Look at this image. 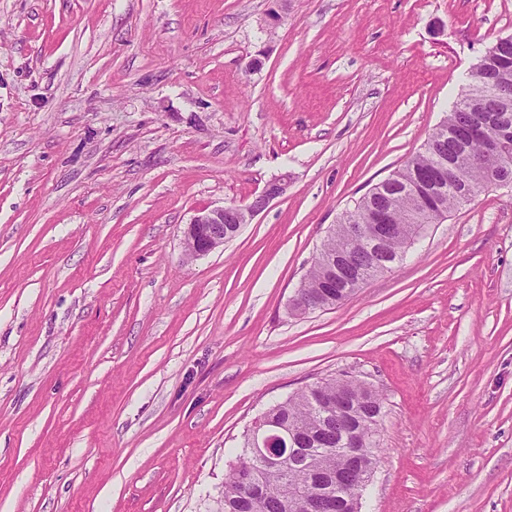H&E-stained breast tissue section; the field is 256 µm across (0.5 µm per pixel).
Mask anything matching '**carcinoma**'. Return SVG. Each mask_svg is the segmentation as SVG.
Instances as JSON below:
<instances>
[{
    "label": "carcinoma",
    "mask_w": 512,
    "mask_h": 512,
    "mask_svg": "<svg viewBox=\"0 0 512 512\" xmlns=\"http://www.w3.org/2000/svg\"><path fill=\"white\" fill-rule=\"evenodd\" d=\"M494 75L501 89L495 96L485 90L486 77ZM473 90L481 94L476 107L454 106L443 124L430 135L424 149L392 173L393 183L367 198L360 211H345L336 231L324 243L335 258V265L326 267L314 260L301 288L305 294L321 298L324 305L343 304L349 295L362 287V278L373 277L392 269L401 238L422 233L431 221V213L445 209L453 212L462 207L459 190L466 184L483 182L494 170L512 172V150L500 154L491 150V143L502 138L512 142V36L500 37L495 52L482 64L474 65L469 76ZM492 112L494 117L482 136L467 143V154L461 155L458 134L466 131L473 114ZM456 163L448 174V163ZM386 212L390 224L403 230L387 237L383 244L370 248L350 236L349 217L357 215L363 224L368 215ZM422 219L415 224L409 219ZM339 280L346 293L322 296L323 281ZM349 395L346 409L336 412V388ZM322 395L333 403L327 410L318 409L309 389L301 390L265 411L278 424L297 431V454L281 469H272L250 458L248 442L224 478V490L217 512H299L292 493L310 492L318 485L341 477L343 491L354 493L359 488V474L350 465L348 454L356 451L364 464L373 462L378 418L382 401L377 393L368 391L353 380H329Z\"/></svg>",
    "instance_id": "obj_1"
}]
</instances>
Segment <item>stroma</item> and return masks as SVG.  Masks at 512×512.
Listing matches in <instances>:
<instances>
[{
  "mask_svg": "<svg viewBox=\"0 0 512 512\" xmlns=\"http://www.w3.org/2000/svg\"><path fill=\"white\" fill-rule=\"evenodd\" d=\"M508 35L512 0H0V512H213L253 421L346 376L383 401L362 512H512V189L288 312ZM286 185L281 179L270 182L264 192L247 206L223 205L195 214L183 232L184 255L194 259L224 247V241L232 240L244 224H250L270 200L283 194ZM225 211L233 213L231 223L225 221ZM232 224L235 225L229 228Z\"/></svg>",
  "mask_w": 512,
  "mask_h": 512,
  "instance_id": "35a3bbf8",
  "label": "stroma"
}]
</instances>
